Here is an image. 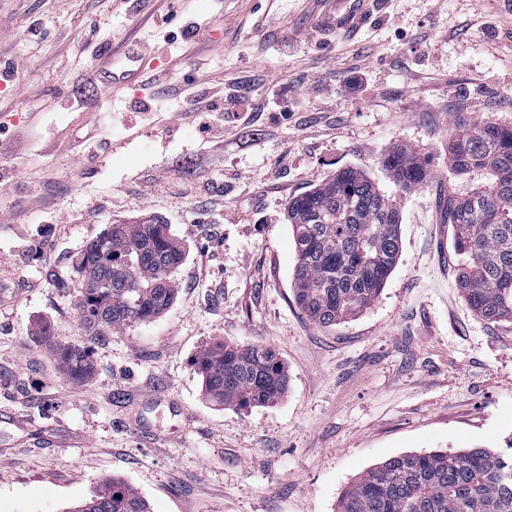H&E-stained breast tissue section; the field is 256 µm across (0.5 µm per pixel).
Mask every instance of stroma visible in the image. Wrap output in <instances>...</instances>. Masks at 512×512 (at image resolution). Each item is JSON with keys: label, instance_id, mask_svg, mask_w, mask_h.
<instances>
[{"label": "stroma", "instance_id": "1", "mask_svg": "<svg viewBox=\"0 0 512 512\" xmlns=\"http://www.w3.org/2000/svg\"><path fill=\"white\" fill-rule=\"evenodd\" d=\"M309 0H0V512H71L118 478L151 512H336L364 470L405 452L512 437V321L458 287L445 203L450 138L512 126V11L500 0H376L353 37L318 42ZM135 45L141 81L102 83ZM233 79L223 139L195 130L202 70ZM262 112L247 113L254 101ZM416 151L409 192L382 165ZM395 198L399 258L349 322L313 324L290 286L291 198L341 168ZM182 239L173 305L98 335L75 259L113 224ZM276 350L288 391L209 402L215 340ZM89 350L69 376L54 346ZM382 164L393 182L404 191L420 188L430 178L420 156L404 146L393 147L384 156Z\"/></svg>", "mask_w": 512, "mask_h": 512}]
</instances>
